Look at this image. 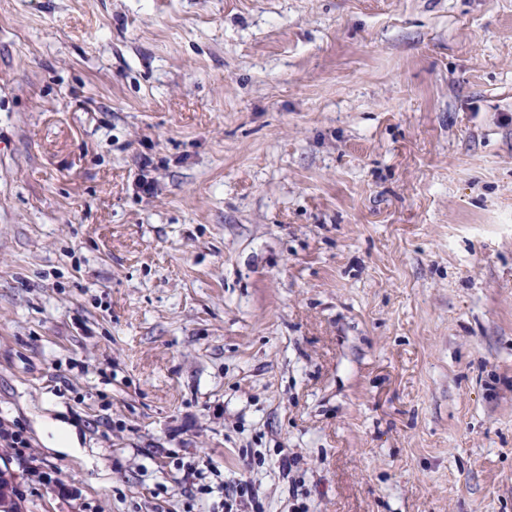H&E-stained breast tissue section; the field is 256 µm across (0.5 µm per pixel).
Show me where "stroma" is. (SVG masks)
<instances>
[{
	"label": "stroma",
	"instance_id": "obj_1",
	"mask_svg": "<svg viewBox=\"0 0 512 512\" xmlns=\"http://www.w3.org/2000/svg\"><path fill=\"white\" fill-rule=\"evenodd\" d=\"M0 426L22 512H512V0H0Z\"/></svg>",
	"mask_w": 512,
	"mask_h": 512
}]
</instances>
